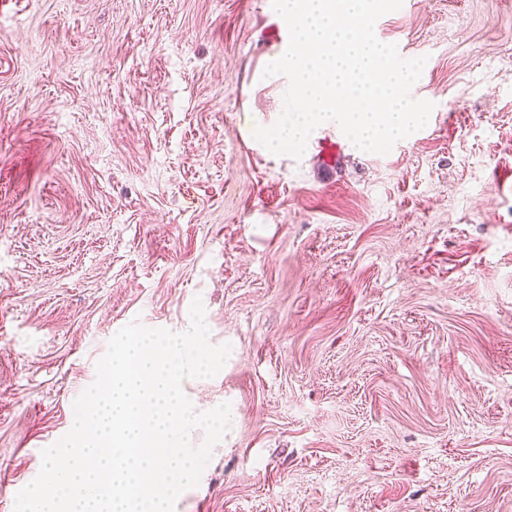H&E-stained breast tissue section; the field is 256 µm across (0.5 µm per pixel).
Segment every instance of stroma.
<instances>
[{"instance_id": "stroma-1", "label": "stroma", "mask_w": 512, "mask_h": 512, "mask_svg": "<svg viewBox=\"0 0 512 512\" xmlns=\"http://www.w3.org/2000/svg\"><path fill=\"white\" fill-rule=\"evenodd\" d=\"M427 125L279 118L271 0H0V512L108 340L201 297L231 427L175 512H512V0H403Z\"/></svg>"}]
</instances>
